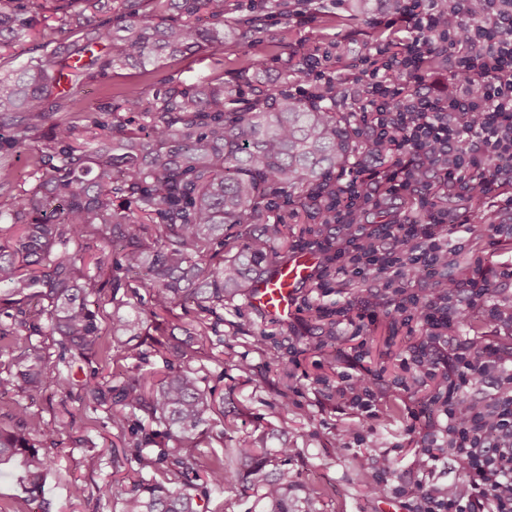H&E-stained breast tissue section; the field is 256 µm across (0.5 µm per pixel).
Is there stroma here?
<instances>
[{
    "label": "stroma",
    "mask_w": 512,
    "mask_h": 512,
    "mask_svg": "<svg viewBox=\"0 0 512 512\" xmlns=\"http://www.w3.org/2000/svg\"><path fill=\"white\" fill-rule=\"evenodd\" d=\"M234 17L261 15L252 33L253 49L244 51L231 41L217 48L170 59L146 68L115 70L110 77L79 86L69 106L57 117L68 120L78 111L119 105L130 88L144 100L173 82L192 83L207 74L236 77L248 71L252 87L268 84L286 86L288 61L293 52L309 51L326 60L337 81L348 88L349 96L337 102L340 112L358 109L360 101L352 90L359 72L357 59L365 47L385 34L379 17L389 11L382 0L369 22L352 20L346 4L314 0L307 18L283 15L279 10H261L258 0H232ZM170 325L178 329L179 341L191 346L208 386L224 399V410L232 425L212 421L210 442L214 448H234L250 436L263 434L272 449H288V468L296 487L291 494L293 512H396L401 502L392 489L372 495L365 485L383 452H391L400 468L413 460L406 446L403 423L413 400L397 388L403 373L399 359L409 343L408 328L392 324L383 316L372 327L380 346H368L366 366L382 370L380 409L366 423L362 445L345 453L336 451V432L352 425V410L336 400L339 374L359 343L351 327H340L335 345L323 346V328L313 313L297 308L288 321H272L237 298L224 307L221 335L201 341L186 335L189 320L181 308H174ZM118 433L105 412L76 411L58 437V446L44 448L46 483L44 502L25 499L18 479L20 461L0 468V512H119L118 506L97 498L96 487L112 475V443ZM97 458V468H89V458ZM85 487L83 497L70 495L71 483ZM326 488L325 496L309 500L308 486Z\"/></svg>",
    "instance_id": "1"
}]
</instances>
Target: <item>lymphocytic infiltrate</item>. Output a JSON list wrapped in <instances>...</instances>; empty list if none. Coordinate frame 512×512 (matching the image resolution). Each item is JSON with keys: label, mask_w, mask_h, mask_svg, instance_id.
<instances>
[{"label": "lymphocytic infiltrate", "mask_w": 512, "mask_h": 512, "mask_svg": "<svg viewBox=\"0 0 512 512\" xmlns=\"http://www.w3.org/2000/svg\"><path fill=\"white\" fill-rule=\"evenodd\" d=\"M384 24L388 34L363 56L358 79L364 153L324 204L336 238L305 246L332 254L341 280L363 284L327 317L361 331L378 315L398 316L423 331L400 360L401 387L419 398L403 426L420 450L418 478L397 493L407 512H512V347L448 334L472 312L512 329V310L490 289L512 283V264L451 274L465 245L448 242L464 233L494 248L512 239V225L471 223L438 194H477L490 212L512 216V0H394ZM387 198L411 207L367 223ZM422 280L431 283L426 293L412 292ZM380 378L353 359L337 393L371 418ZM450 460L458 480L429 479Z\"/></svg>", "instance_id": "lymphocytic-infiltrate-1"}]
</instances>
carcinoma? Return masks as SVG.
Listing matches in <instances>:
<instances>
[{
    "label": "carcinoma",
    "instance_id": "cac0c4a2",
    "mask_svg": "<svg viewBox=\"0 0 512 512\" xmlns=\"http://www.w3.org/2000/svg\"><path fill=\"white\" fill-rule=\"evenodd\" d=\"M107 5L0 0V48L45 8L57 25L42 33L43 46L62 32L75 37L56 61L32 56L0 69V129L9 131L0 138L1 178L47 126L32 162L36 185L0 210V233H9L0 241V351L10 354L0 360V394L35 401L56 387L84 410L104 409L122 448L96 493L121 512H203L212 494L235 486L261 490L265 512H292L288 449L272 454L257 436L202 454L211 416L230 425L224 401L203 387L193 351L175 333L149 343L163 363L149 373L129 366L147 359L132 340L149 323L166 324L178 305L193 335L219 333L224 303L298 253L281 205L309 220L300 236L325 232L318 195L336 192L356 149L351 113L336 111L334 88L302 100L275 85L247 96L241 75L172 85L148 102L131 88L107 119L51 124L87 79L221 46L226 33L244 41L255 28L229 17V0H120L117 16L103 18ZM375 7L354 0L351 16L362 20ZM115 20L122 35L114 41ZM91 239L108 251L88 253ZM139 286L148 300L132 315ZM103 360L115 367L108 376ZM15 418L0 425V465L21 459L28 500L38 501L41 444L56 445L61 424L19 402Z\"/></svg>",
    "mask_w": 512,
    "mask_h": 512
}]
</instances>
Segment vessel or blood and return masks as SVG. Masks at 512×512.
<instances>
[{
    "instance_id": "b4317fda",
    "label": "vessel or blood",
    "mask_w": 512,
    "mask_h": 512,
    "mask_svg": "<svg viewBox=\"0 0 512 512\" xmlns=\"http://www.w3.org/2000/svg\"><path fill=\"white\" fill-rule=\"evenodd\" d=\"M317 263L316 254L297 253L287 265L253 284L247 299L249 306L270 317L288 316L296 292L308 282Z\"/></svg>"
}]
</instances>
